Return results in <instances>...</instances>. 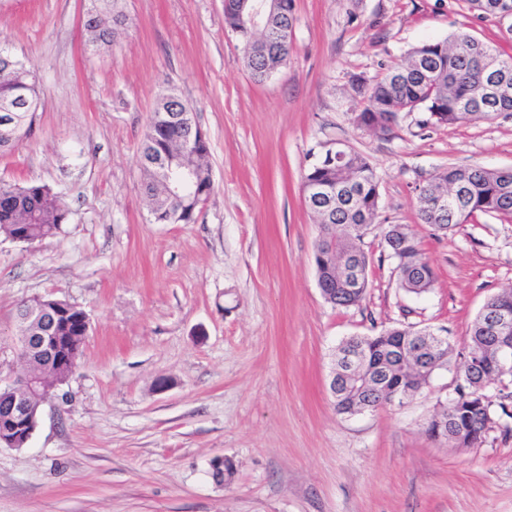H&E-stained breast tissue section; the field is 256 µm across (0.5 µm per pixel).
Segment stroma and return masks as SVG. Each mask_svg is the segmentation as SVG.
<instances>
[{"mask_svg":"<svg viewBox=\"0 0 512 512\" xmlns=\"http://www.w3.org/2000/svg\"><path fill=\"white\" fill-rule=\"evenodd\" d=\"M293 4L290 56L258 84L224 0H122L123 30L95 51L90 0H0V46L40 88L31 131L0 154V183L48 185L69 210L33 245L0 235V365L14 360L22 300L53 293L90 322L28 445L0 447V512H512V431L493 425L477 448L425 433L453 371L354 416L329 393L344 338L416 326L459 343L512 286V221L478 214L436 235L417 201L437 169L512 167V116L424 129L411 112L386 136L353 123L357 79L455 31L512 55V21L465 0ZM169 89L210 147L213 191L192 224L155 223L141 190L140 143ZM335 141L369 157L378 221L412 227L437 274L430 291L398 287L376 232L362 303L324 300L302 185ZM217 455L235 468L221 486Z\"/></svg>","mask_w":512,"mask_h":512,"instance_id":"1","label":"stroma"}]
</instances>
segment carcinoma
Wrapping results in <instances>:
<instances>
[{"mask_svg": "<svg viewBox=\"0 0 512 512\" xmlns=\"http://www.w3.org/2000/svg\"><path fill=\"white\" fill-rule=\"evenodd\" d=\"M120 0H93L88 26L92 49L110 43L123 27L126 15ZM273 16L260 31L242 25L232 7L224 9V22L237 31L248 47L268 45L265 55L247 52L246 67L251 78L261 83L288 59L292 45L281 41V33L294 23L292 0ZM469 8L485 17L512 18V0H466ZM495 51L467 33H455L440 41L414 47L403 63L391 65L371 83H361L365 105L355 113L353 123L376 134L391 132L405 112L426 114L424 127H441L470 121L474 117L493 119L512 114V96L501 97L494 90L496 76L487 63ZM35 69L15 57H0V107L17 101H39ZM191 116L174 118L170 110L154 107L147 133L140 148L144 194L158 224H190L196 221L200 203L213 189L212 171L207 163V139L189 140ZM170 158L175 166L194 174L191 195L177 193L164 181L161 164ZM304 183L327 188L328 194L308 197L307 206L318 226H336V245L330 250L317 240L314 261L318 283L326 288L327 302L350 308L364 300L369 285L370 255L365 238L381 229L386 257L394 265L398 286L419 295L429 291L436 273L424 257L419 241L403 224H377L379 182L371 161L353 150L342 162L315 160L304 174ZM450 189L455 196L448 207L437 205V196ZM418 213L422 223L434 231L448 233L476 213L512 219V172L481 166H448L435 171L418 187ZM68 210L59 197L44 184L24 186L0 184V234L12 241L31 245L60 232L67 223ZM512 309V289L487 299L474 319L462 347L447 340L448 358L458 357L456 386L452 403H442L431 416L426 432L442 439L450 448H475L484 439L490 420L491 402L486 400L485 379L476 365L496 359L497 348L484 330V321L493 311ZM84 311L71 312L64 335L68 350L84 343ZM418 330L411 326L388 327L378 333L351 336L339 346L336 360L352 348H359L366 359L348 370L347 379L336 387L333 407L340 415L352 416L389 404L387 394L408 396L422 389L432 373L414 362H401L397 348L411 345Z\"/></svg>", "mask_w": 512, "mask_h": 512, "instance_id": "obj_1", "label": "carcinoma"}]
</instances>
